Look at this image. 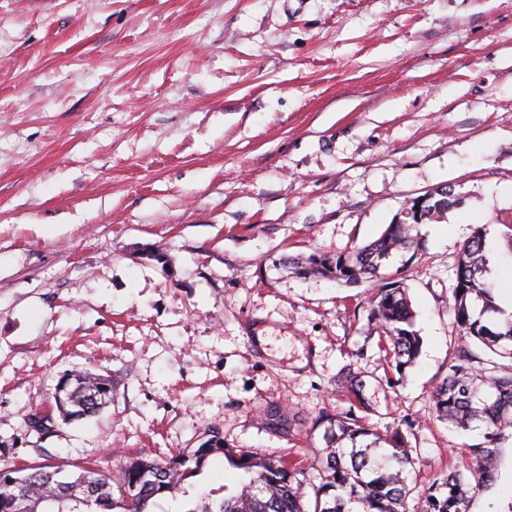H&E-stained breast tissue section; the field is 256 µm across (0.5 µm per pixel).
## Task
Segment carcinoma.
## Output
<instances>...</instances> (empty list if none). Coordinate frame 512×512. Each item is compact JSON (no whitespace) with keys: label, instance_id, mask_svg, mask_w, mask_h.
<instances>
[{"label":"carcinoma","instance_id":"obj_1","mask_svg":"<svg viewBox=\"0 0 512 512\" xmlns=\"http://www.w3.org/2000/svg\"><path fill=\"white\" fill-rule=\"evenodd\" d=\"M461 203L460 195L442 187L423 205L407 207L404 219L388 225L378 239L362 247L334 258L316 254L303 262L289 258L285 264L304 275H319L346 286L379 281L393 253L418 245L413 231ZM489 233V225H480L462 248L453 297L464 343L432 393L438 413L448 422L464 430L473 422L484 427L483 440L469 446L465 470L435 474L415 498L408 483L414 461L400 432L374 433L359 423L352 410L336 418L325 413L318 421L329 424L327 435L336 444L326 446L317 461L319 484L308 487L298 478V462L227 448L215 434L209 451L224 454L239 471L238 489L219 500L202 494L184 512H469L473 494L495 477L500 440L512 433V367L487 374L483 359L471 349L475 339L488 347L512 343V313L505 314L496 303L494 284L486 277ZM369 317L395 371L404 372L415 363L422 344L405 289H376ZM344 388L353 396V406L365 407L361 381L352 378ZM59 394L71 407L62 420L92 417L112 402V380L79 372L68 376ZM55 426L53 415L40 411L29 423L40 435L51 433ZM345 439L351 447L340 446ZM204 456L200 448L169 459H132L116 476L86 466L71 480L62 479L49 466L10 469L8 478L0 479V512H14L16 502L27 504L29 512H150L154 499L176 493L201 467Z\"/></svg>","mask_w":512,"mask_h":512}]
</instances>
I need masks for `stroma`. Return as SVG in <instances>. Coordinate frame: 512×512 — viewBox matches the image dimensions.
<instances>
[{
  "label": "stroma",
  "instance_id": "35a3bbf8",
  "mask_svg": "<svg viewBox=\"0 0 512 512\" xmlns=\"http://www.w3.org/2000/svg\"><path fill=\"white\" fill-rule=\"evenodd\" d=\"M512 0H0V469L231 448L302 459L315 482L324 412L401 428L421 492L481 428L439 417L460 344L459 253L491 232L512 285ZM449 186L386 280L416 313L420 355L387 384L374 285L285 266L377 239ZM111 377L98 415L28 423L60 377ZM293 419L291 429L270 410ZM223 454L180 496L235 488ZM470 512H512V438Z\"/></svg>",
  "mask_w": 512,
  "mask_h": 512
}]
</instances>
